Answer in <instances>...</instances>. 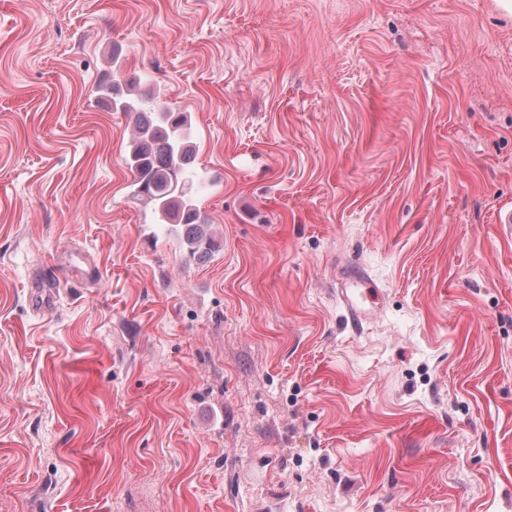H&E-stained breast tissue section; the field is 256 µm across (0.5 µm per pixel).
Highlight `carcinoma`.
I'll list each match as a JSON object with an SVG mask.
<instances>
[{
    "label": "carcinoma",
    "instance_id": "carcinoma-1",
    "mask_svg": "<svg viewBox=\"0 0 512 512\" xmlns=\"http://www.w3.org/2000/svg\"><path fill=\"white\" fill-rule=\"evenodd\" d=\"M112 98V106L134 118V134L124 162L134 193L152 206L156 223L184 226L183 246L189 260L211 246L207 220L192 197L204 183L192 167L194 146L187 138L184 113L141 92V79L112 80L95 88Z\"/></svg>",
    "mask_w": 512,
    "mask_h": 512
}]
</instances>
